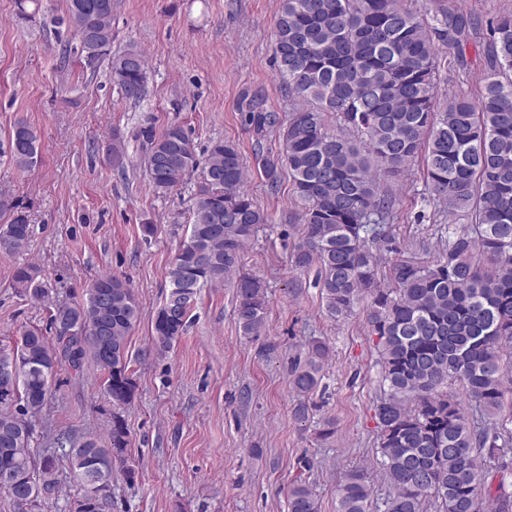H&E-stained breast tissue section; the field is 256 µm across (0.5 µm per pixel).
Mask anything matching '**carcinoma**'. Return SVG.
<instances>
[{"label":"carcinoma","mask_w":512,"mask_h":512,"mask_svg":"<svg viewBox=\"0 0 512 512\" xmlns=\"http://www.w3.org/2000/svg\"><path fill=\"white\" fill-rule=\"evenodd\" d=\"M113 0H67L66 22L74 41L63 55L92 71L107 64L109 77L128 100L146 96L147 70L135 44L112 52ZM482 24L460 8L444 4L421 17L399 0H281L272 47L275 71L288 93L301 102L288 122L250 101L244 123L261 141L278 135L282 150L260 157L271 185L288 169L302 205L301 236L290 255L297 270H316L328 315H350L367 300L368 334L376 338L383 395L376 405L379 424L376 463L393 492L382 512H512L504 482L493 484L480 462L512 467V442L494 426L468 423L466 404L487 415L500 412L503 385L512 364V14L490 22L483 50L486 81L477 95L448 97L436 111L437 49L466 47ZM336 116L331 130L326 116ZM143 153L150 183L165 193L194 172L200 182L191 224L168 271L170 291L152 326L156 354L169 351L186 331L189 314L203 289L237 273L235 312L244 335L259 338L267 326L264 282L239 273L245 245L265 223L264 213L242 189L244 162L231 144L212 142L205 163L197 159L184 127L161 132L151 125L133 134ZM124 134L115 131L106 149L113 169L129 160ZM8 154L22 172L41 161L36 128L17 120L8 136ZM423 161L431 200L448 212L466 210L471 224L442 227L447 248L429 262L398 255L380 282L381 257L374 245L388 240L396 200L379 176L397 175ZM0 251L21 249L32 235L27 207L0 200ZM15 288L47 305L49 323L26 327L13 345L0 346V365H14L10 397L0 396V473L26 480L0 487L14 512H38L42 498L61 483L56 457L34 448L28 417L48 400L61 368L84 376L87 367L102 376L112 405L130 404L137 383L128 338L140 309L127 281L105 273L71 302L53 299L30 264L18 266ZM331 358L330 346L309 342L291 365L293 392H313ZM457 385L461 392L448 390ZM109 446L63 432L57 438L68 462L69 481L82 495L102 500L91 512H112V482L122 475L132 486L140 478L130 461L129 431L112 413ZM288 512H319L316 489L304 478L288 488ZM373 488L365 470L351 469L336 486V512H371Z\"/></svg>","instance_id":"cac0c4a2"}]
</instances>
